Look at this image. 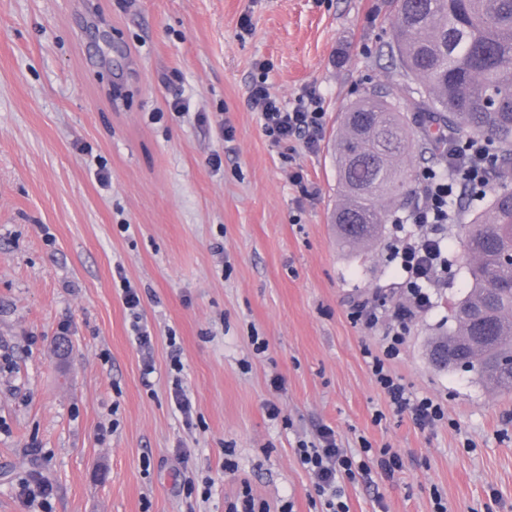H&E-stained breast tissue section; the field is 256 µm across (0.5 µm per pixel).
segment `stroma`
<instances>
[{"instance_id": "obj_1", "label": "stroma", "mask_w": 512, "mask_h": 512, "mask_svg": "<svg viewBox=\"0 0 512 512\" xmlns=\"http://www.w3.org/2000/svg\"><path fill=\"white\" fill-rule=\"evenodd\" d=\"M393 20L391 0H0V512H224L244 484L271 512H321L297 448L324 425L345 452L401 458L344 483L350 512H435L438 494L449 512H512V392L428 357L471 287L459 225L387 363L443 408L422 429L366 358L408 302L395 229L351 251L331 222L340 113L402 81ZM259 80L285 110L319 98L315 149L266 136ZM124 278L154 334L147 380ZM361 303L376 326L352 319ZM35 477L43 508L16 495ZM173 365L171 370L175 372L172 378L170 388V399L173 401L176 409L183 415L186 425H191L193 416V404L191 398L188 396L181 377L183 371V364L180 357L177 355L172 357Z\"/></svg>"}]
</instances>
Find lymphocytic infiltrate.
I'll return each mask as SVG.
<instances>
[{
	"instance_id": "obj_1",
	"label": "lymphocytic infiltrate",
	"mask_w": 512,
	"mask_h": 512,
	"mask_svg": "<svg viewBox=\"0 0 512 512\" xmlns=\"http://www.w3.org/2000/svg\"><path fill=\"white\" fill-rule=\"evenodd\" d=\"M251 101L261 113L263 127L272 143L294 138L304 139L308 146H316L322 136L323 112L318 99L299 102L291 110H283L264 85H255ZM452 178L425 177L419 197L411 211L416 232L395 237L390 246V258L398 264L402 274L401 285L412 298L411 306L395 309L396 329L385 337L382 354L371 356L369 365L377 385L387 395L396 412L410 413L420 428L435 426L444 418L441 406L433 399L411 398L406 386L388 369L387 360L399 356L403 344L402 324L414 311L426 309L430 304V288L441 281L448 264L445 254L444 232L455 223L457 216L449 201L460 183L478 185L488 189L494 186L497 173L488 158L487 142L472 135L463 147H449L445 160ZM300 464L314 479L315 489L323 499L324 512H348L344 500L342 481H354L369 476L372 471L394 472L400 462L399 454L390 448L372 449L364 446L360 456L345 454L336 443V433L328 426L319 431V443L297 451Z\"/></svg>"
}]
</instances>
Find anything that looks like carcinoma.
I'll return each mask as SVG.
<instances>
[{
	"label": "carcinoma",
	"mask_w": 512,
	"mask_h": 512,
	"mask_svg": "<svg viewBox=\"0 0 512 512\" xmlns=\"http://www.w3.org/2000/svg\"><path fill=\"white\" fill-rule=\"evenodd\" d=\"M391 58L403 83L348 106L336 138L339 199L332 214L340 242L375 243L388 223L389 202L405 186L400 159L412 147L433 160L459 146L463 133L485 138L496 160L497 186L462 225L472 286L452 310L454 327L437 349L486 387L512 390V0H393ZM407 102L412 117L401 111Z\"/></svg>",
	"instance_id": "cac0c4a2"
}]
</instances>
